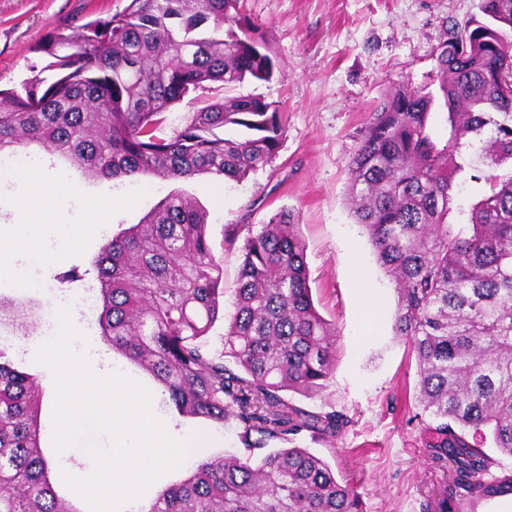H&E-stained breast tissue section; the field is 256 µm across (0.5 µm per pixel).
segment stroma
<instances>
[{"label": "stroma", "mask_w": 512, "mask_h": 512, "mask_svg": "<svg viewBox=\"0 0 512 512\" xmlns=\"http://www.w3.org/2000/svg\"><path fill=\"white\" fill-rule=\"evenodd\" d=\"M128 0H0V87L21 89L39 74L53 79L41 45L54 33L76 32L87 21L123 11ZM480 0H244L242 12L274 63L270 80H247L235 95H258L278 108L285 134L272 162L236 182L208 175L189 180L160 178L90 179L76 167L35 148L46 181L66 176L75 191L59 197L60 215L43 232L45 248L57 249L70 226L85 223L96 199L108 197L112 210L98 230L70 248L62 261L40 266L39 278L77 268L94 282L92 262L106 237L139 221L160 200L178 191L208 215L207 236L224 261V303L232 305L248 228L283 207L300 217L310 288L319 313L336 326V366L326 388L312 396L293 395L295 404L315 413L336 411L349 424L334 441L311 433L296 443L323 458L337 479L353 484L365 512H421L443 482L420 443L416 412V365L404 337L395 331L398 295L376 261L348 200V164L374 108L392 86L438 91L435 52L453 23L480 15ZM221 84L190 93L164 115L169 138L190 113L223 98ZM87 336L83 351L102 370L130 372L143 384L157 380L122 354L107 350L94 319L77 317ZM0 342L41 387V444L52 450L55 388L44 365L35 362L36 342L0 328ZM162 416L179 427H202L215 441L207 454L261 457L245 448L234 422L221 425L183 417L159 399Z\"/></svg>", "instance_id": "1"}]
</instances>
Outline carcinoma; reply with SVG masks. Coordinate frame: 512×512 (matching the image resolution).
<instances>
[{"instance_id":"carcinoma-1","label":"carcinoma","mask_w":512,"mask_h":512,"mask_svg":"<svg viewBox=\"0 0 512 512\" xmlns=\"http://www.w3.org/2000/svg\"><path fill=\"white\" fill-rule=\"evenodd\" d=\"M241 0H128L125 9L58 33L41 51L59 71L20 94L0 89V155L47 147L93 179L208 174L240 182L268 165L285 129L257 96H226L156 135L169 108L211 83L265 81L272 59L240 12ZM484 21L451 26L436 50L448 138L433 137V95L403 83L384 94L349 164L356 223L396 284V333L417 366L421 440L445 480L423 512L512 492L467 431L487 433L512 456V0H482ZM237 126L243 135L219 129ZM479 144L489 190L466 226L451 220L464 146ZM299 215L283 208L243 247L224 350L206 337L224 297V259L207 240V214L185 196L161 200L107 239L94 260L103 343L157 379L181 416L224 424L243 444L277 448L259 458H201L159 493L149 512H364L328 464L293 445L303 431L336 438L349 420L287 398L311 396L336 365V328L317 311ZM41 318L23 299L0 297V326L22 336ZM229 359V367L224 359ZM41 392L0 349V512H81L59 494L41 444Z\"/></svg>"}]
</instances>
